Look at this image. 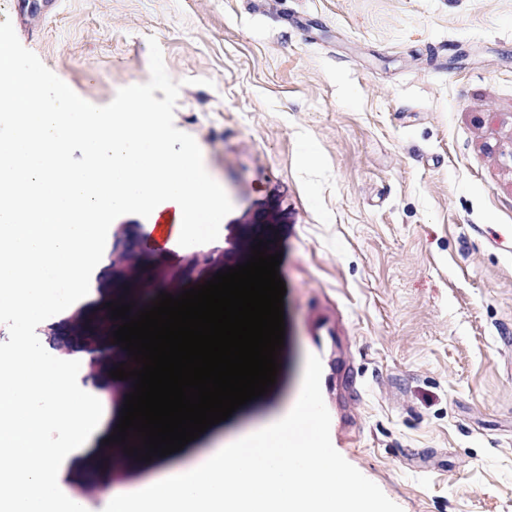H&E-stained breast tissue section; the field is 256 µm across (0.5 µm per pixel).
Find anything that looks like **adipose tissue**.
I'll return each instance as SVG.
<instances>
[{"label":"adipose tissue","mask_w":512,"mask_h":512,"mask_svg":"<svg viewBox=\"0 0 512 512\" xmlns=\"http://www.w3.org/2000/svg\"><path fill=\"white\" fill-rule=\"evenodd\" d=\"M315 393L307 375L292 419L255 428L241 449L215 438L145 486L114 492L113 502L120 512H361L367 496H336L339 472L319 444Z\"/></svg>","instance_id":"adipose-tissue-1"}]
</instances>
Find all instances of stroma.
<instances>
[{
  "label": "stroma",
  "instance_id": "stroma-1",
  "mask_svg": "<svg viewBox=\"0 0 512 512\" xmlns=\"http://www.w3.org/2000/svg\"><path fill=\"white\" fill-rule=\"evenodd\" d=\"M7 20L97 106L149 80L156 38L174 124L233 205L225 267L262 239L281 253L276 383L225 439L314 370L342 495L512 512V0H0ZM213 435L147 462L95 444L112 479L87 512Z\"/></svg>",
  "mask_w": 512,
  "mask_h": 512
}]
</instances>
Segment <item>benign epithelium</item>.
I'll return each instance as SVG.
<instances>
[{
  "instance_id": "obj_1",
  "label": "benign epithelium",
  "mask_w": 512,
  "mask_h": 512,
  "mask_svg": "<svg viewBox=\"0 0 512 512\" xmlns=\"http://www.w3.org/2000/svg\"><path fill=\"white\" fill-rule=\"evenodd\" d=\"M224 269V247L209 245L192 248L184 259L179 279L175 282L159 281L154 276L153 261L139 224H116L112 229V267L109 274L98 281L99 291L106 295L115 288H161L174 296L183 292L203 274H213ZM43 334L71 336L84 340L85 353L90 355L87 373L82 382L97 380L102 392H112L113 382L111 350L103 346V338L112 335L111 308L102 307L89 314L77 310L70 316L45 325Z\"/></svg>"
}]
</instances>
